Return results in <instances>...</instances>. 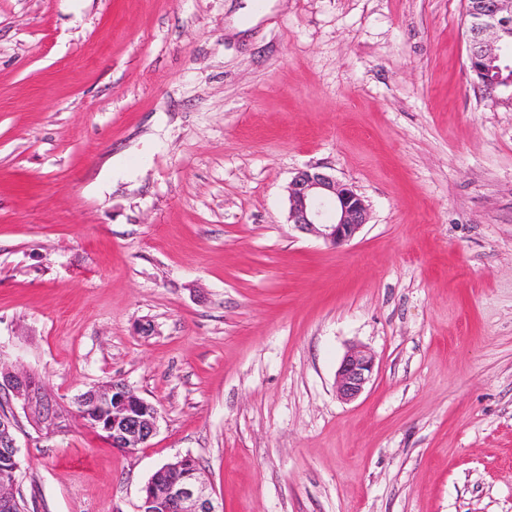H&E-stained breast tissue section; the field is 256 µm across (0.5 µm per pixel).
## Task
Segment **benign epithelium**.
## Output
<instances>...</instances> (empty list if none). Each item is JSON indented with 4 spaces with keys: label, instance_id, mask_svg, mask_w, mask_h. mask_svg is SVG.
<instances>
[{
    "label": "benign epithelium",
    "instance_id": "7a95c632",
    "mask_svg": "<svg viewBox=\"0 0 512 512\" xmlns=\"http://www.w3.org/2000/svg\"><path fill=\"white\" fill-rule=\"evenodd\" d=\"M469 44V71L485 89L512 88L511 79L487 78L492 70L512 71V0H473L465 11ZM369 209L364 199L348 184L315 167L298 170L288 185V221L299 230L312 233L335 246L354 238L368 223ZM375 358L360 348L343 356L336 373V392L352 401L370 382ZM0 392L28 408L35 407L34 393L26 371L0 361ZM95 400L110 408L111 414L98 420L99 429L112 447L140 448L156 433L158 414L150 404L122 382L96 389ZM0 446L20 462L15 435L0 423ZM174 467L185 470L182 479L163 481L165 469L156 471L142 489L139 512H222L210 485L201 476L198 462L190 455L178 459ZM19 467L0 477V506L16 501Z\"/></svg>",
    "mask_w": 512,
    "mask_h": 512
}]
</instances>
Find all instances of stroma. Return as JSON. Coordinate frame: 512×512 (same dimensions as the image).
Returning a JSON list of instances; mask_svg holds the SVG:
<instances>
[{"label": "stroma", "mask_w": 512, "mask_h": 512, "mask_svg": "<svg viewBox=\"0 0 512 512\" xmlns=\"http://www.w3.org/2000/svg\"><path fill=\"white\" fill-rule=\"evenodd\" d=\"M0 0V360L33 512H138L185 455L224 512H512V93L464 0ZM317 167L370 219L288 222ZM358 346L364 393L336 394ZM122 382L147 447L76 414ZM375 358L360 348H352L343 356L336 373V392L340 398L352 401L360 396L370 382ZM0 392L7 395L8 404L12 399L21 401L27 408L35 409L34 393L29 385L26 371L8 366L0 361Z\"/></svg>", "instance_id": "stroma-1"}]
</instances>
